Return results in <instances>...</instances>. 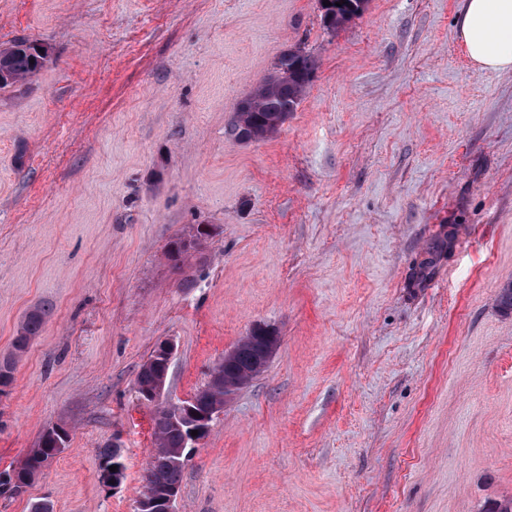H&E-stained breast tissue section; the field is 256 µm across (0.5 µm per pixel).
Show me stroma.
I'll list each match as a JSON object with an SVG mask.
<instances>
[{
	"instance_id": "obj_1",
	"label": "stroma",
	"mask_w": 512,
	"mask_h": 512,
	"mask_svg": "<svg viewBox=\"0 0 512 512\" xmlns=\"http://www.w3.org/2000/svg\"><path fill=\"white\" fill-rule=\"evenodd\" d=\"M463 0H0L48 49L0 91V472L65 424L0 512H137L154 446L140 366L191 397L258 325L280 344L186 458L176 512H487L512 496V72L478 71ZM314 78L272 137L225 129L275 59ZM200 225L181 266L166 258ZM451 238L449 249L432 247ZM116 445L125 477L99 480ZM323 2L324 0H319L323 25L327 30L336 31L360 17L369 0H345V4L341 7L336 6L335 2H342V0L329 1L330 6H324ZM53 313L50 303H41L28 312L16 331L11 354L0 360V393L14 381L16 365L27 352L31 342L39 335L45 320ZM154 352L155 361L158 362L163 368V373L160 380L159 371L155 366V362H151ZM172 354V347L167 343H161L158 347L153 349L147 360L140 366V369L137 373L136 384L138 390L140 391L153 389L159 380L155 389L143 394V397L147 400H150L153 404L164 402V388L171 364Z\"/></svg>"
}]
</instances>
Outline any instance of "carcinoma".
<instances>
[{"instance_id":"1","label":"carcinoma","mask_w":512,"mask_h":512,"mask_svg":"<svg viewBox=\"0 0 512 512\" xmlns=\"http://www.w3.org/2000/svg\"><path fill=\"white\" fill-rule=\"evenodd\" d=\"M335 2L337 0H330V5L320 6L323 25L330 31L341 29L360 17L369 0H345L340 7ZM39 49L41 45L26 40L0 48V90L16 87L43 67L47 54L39 52ZM314 68V61L303 50L297 48L282 52L276 58L271 74L239 102L228 128L229 136L238 142L250 143L274 135L288 115L296 111L312 81ZM52 313L51 304L41 303L29 311L21 322L11 354L0 359V393L13 384L17 363ZM279 341L277 336L269 341L241 340L234 352L224 355V360L219 363L223 380L207 383L188 402L195 415L202 417L217 407H223L224 388L230 386L237 390L262 373L268 363L265 356L278 346ZM158 380L159 371L155 363L146 360L137 373L138 390H150ZM185 432L186 427L172 423V416L166 407L156 406L153 416L155 448L143 474L146 489L155 492L164 487H180L188 448ZM60 452L54 440L41 437L23 467L0 476V493L14 496L24 493L39 473L42 463L55 458ZM99 456L101 481L107 486L112 480L110 467L114 461L121 460V456L118 449L111 447L101 449Z\"/></svg>"}]
</instances>
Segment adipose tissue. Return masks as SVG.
Returning <instances> with one entry per match:
<instances>
[{
    "label": "adipose tissue",
    "instance_id": "ef3b65f1",
    "mask_svg": "<svg viewBox=\"0 0 512 512\" xmlns=\"http://www.w3.org/2000/svg\"><path fill=\"white\" fill-rule=\"evenodd\" d=\"M456 23L466 54L479 70L512 71V0H464Z\"/></svg>",
    "mask_w": 512,
    "mask_h": 512
}]
</instances>
